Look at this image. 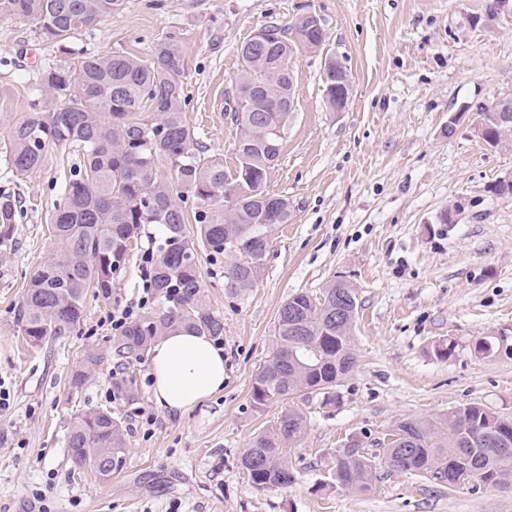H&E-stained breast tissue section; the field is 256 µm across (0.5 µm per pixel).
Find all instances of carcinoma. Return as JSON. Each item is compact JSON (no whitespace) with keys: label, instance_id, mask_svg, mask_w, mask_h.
Returning a JSON list of instances; mask_svg holds the SVG:
<instances>
[{"label":"carcinoma","instance_id":"carcinoma-1","mask_svg":"<svg viewBox=\"0 0 512 512\" xmlns=\"http://www.w3.org/2000/svg\"><path fill=\"white\" fill-rule=\"evenodd\" d=\"M121 0H0V17L31 21L38 35L73 55L70 40L98 19L118 10ZM298 43L320 47L322 30L294 23ZM291 41L243 42L238 54L240 102L232 110L236 127L232 165L206 154L186 119L184 59L171 38L156 42L147 56L123 52L59 60L37 69L34 83L44 93L38 111L5 116L0 133L9 172L22 179L40 169L49 150L72 147L80 154L55 204L49 233L54 254L31 275L19 310L23 336L33 347L63 336L83 318L88 293L112 297V282L125 269L144 227L155 226L153 242L156 308L145 310L113 340L116 355L139 357L159 336L183 328L224 335V319L204 301L198 250L222 262L225 287L245 291L263 271L272 233L292 217L288 197L264 187L278 165L286 128ZM326 103L336 106V60L323 69ZM496 148H512V125L494 122V105L477 106ZM165 163L159 173L157 165ZM191 197L196 236L187 234L182 206ZM17 207L0 196V252L15 242ZM358 298L353 285L333 281L321 294L297 292L281 306L275 348L256 373L252 406L311 395L336 403V388L355 368L354 328ZM104 355L87 351L72 374L77 388ZM307 417L291 406L250 442L241 465L258 490L285 489L295 476L286 448L303 439ZM383 444L385 462L402 472L448 482V490L469 482L512 487V419L479 403L457 407L435 419H403ZM351 439L336 454L331 478L342 487L368 492L374 457L353 451ZM67 448L80 467L112 478L124 464L122 422L96 409L71 424Z\"/></svg>","mask_w":512,"mask_h":512}]
</instances>
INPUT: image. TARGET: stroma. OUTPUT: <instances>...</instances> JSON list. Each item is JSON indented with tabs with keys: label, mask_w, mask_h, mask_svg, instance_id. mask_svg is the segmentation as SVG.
Segmentation results:
<instances>
[{
	"label": "stroma",
	"mask_w": 512,
	"mask_h": 512,
	"mask_svg": "<svg viewBox=\"0 0 512 512\" xmlns=\"http://www.w3.org/2000/svg\"><path fill=\"white\" fill-rule=\"evenodd\" d=\"M486 0H124L72 45L87 53L145 55L173 37L185 59L190 126L209 154L230 155L227 117L241 70L239 46L267 25L289 27L316 13L325 40L294 49L295 110L267 189L287 196L293 214L273 236L253 288H225L220 268L199 258L206 301L224 318V387L171 414L155 404L148 356L111 351L113 309L141 295V249L115 281L111 298L88 296L68 335L35 348L18 308L30 273L53 253L48 226L74 162L50 150L38 172L15 180L0 152V194L18 203L17 240L0 255V512H512V488L448 490L379 461L374 487L333 484L337 450L358 438L369 455L403 419L435 418L478 402L512 417V196L492 193L512 172V151L472 132L476 104L512 97V14L473 24ZM348 69L345 111L326 104L328 58ZM53 47L22 18L0 17V94L13 114L42 95L33 74L55 61ZM458 115L455 135L445 125ZM345 280L357 290L358 365L337 387L334 405L301 401L304 438L288 448L296 480L252 487L240 457L283 407L259 412L251 386L274 345L278 310L292 294ZM497 342L478 352L479 339ZM454 343L446 359L438 347ZM106 358L84 386L71 374L85 351ZM131 379L135 397H116L112 380ZM105 408L125 429L122 470L110 480L77 466L68 428Z\"/></svg>",
	"instance_id": "stroma-1"
}]
</instances>
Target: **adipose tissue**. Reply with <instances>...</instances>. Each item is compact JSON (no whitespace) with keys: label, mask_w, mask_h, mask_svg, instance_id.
Segmentation results:
<instances>
[{"label":"adipose tissue","mask_w":512,"mask_h":512,"mask_svg":"<svg viewBox=\"0 0 512 512\" xmlns=\"http://www.w3.org/2000/svg\"><path fill=\"white\" fill-rule=\"evenodd\" d=\"M156 404L181 413L224 386V352L206 336L182 329L158 337L149 349Z\"/></svg>","instance_id":"ef3b65f1"}]
</instances>
